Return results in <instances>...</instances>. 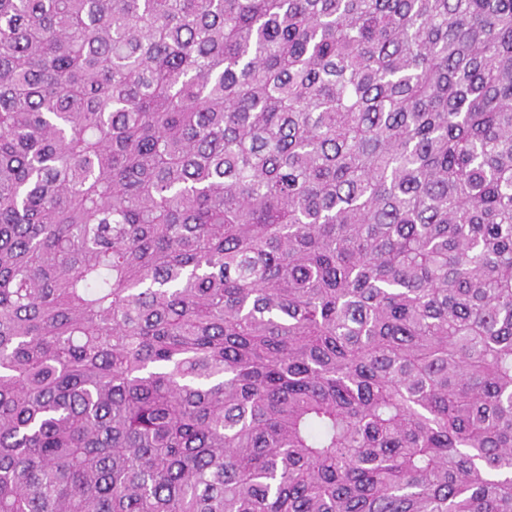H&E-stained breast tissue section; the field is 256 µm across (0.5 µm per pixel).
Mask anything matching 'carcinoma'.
<instances>
[{
    "instance_id": "1",
    "label": "carcinoma",
    "mask_w": 512,
    "mask_h": 512,
    "mask_svg": "<svg viewBox=\"0 0 512 512\" xmlns=\"http://www.w3.org/2000/svg\"><path fill=\"white\" fill-rule=\"evenodd\" d=\"M0 512H512V0H0Z\"/></svg>"
}]
</instances>
